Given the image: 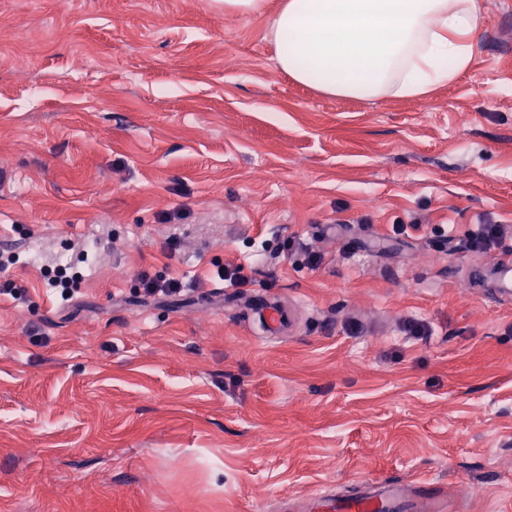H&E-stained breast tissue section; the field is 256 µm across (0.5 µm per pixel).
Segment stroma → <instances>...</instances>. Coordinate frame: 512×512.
Returning <instances> with one entry per match:
<instances>
[{
  "instance_id": "stroma-1",
  "label": "stroma",
  "mask_w": 512,
  "mask_h": 512,
  "mask_svg": "<svg viewBox=\"0 0 512 512\" xmlns=\"http://www.w3.org/2000/svg\"><path fill=\"white\" fill-rule=\"evenodd\" d=\"M277 7L0 0V512H302L417 479L512 512V301L465 244H512V0L428 99L294 82ZM478 227L469 233L468 241L474 246L484 248L497 245L502 239V228L499 224H478ZM140 283L148 294H176L182 288L181 282L176 278H154L146 274L141 276Z\"/></svg>"
}]
</instances>
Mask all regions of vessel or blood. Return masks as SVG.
Returning a JSON list of instances; mask_svg holds the SVG:
<instances>
[{"instance_id":"vessel-or-blood-1","label":"vessel or blood","mask_w":512,"mask_h":512,"mask_svg":"<svg viewBox=\"0 0 512 512\" xmlns=\"http://www.w3.org/2000/svg\"><path fill=\"white\" fill-rule=\"evenodd\" d=\"M310 512H447L448 498L437 483L421 480L404 490L384 481L364 480L358 492L338 498L313 492Z\"/></svg>"}]
</instances>
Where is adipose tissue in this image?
<instances>
[{
    "instance_id": "obj_1",
    "label": "adipose tissue",
    "mask_w": 512,
    "mask_h": 512,
    "mask_svg": "<svg viewBox=\"0 0 512 512\" xmlns=\"http://www.w3.org/2000/svg\"><path fill=\"white\" fill-rule=\"evenodd\" d=\"M482 0H280L278 67L334 98H427L468 72Z\"/></svg>"
}]
</instances>
